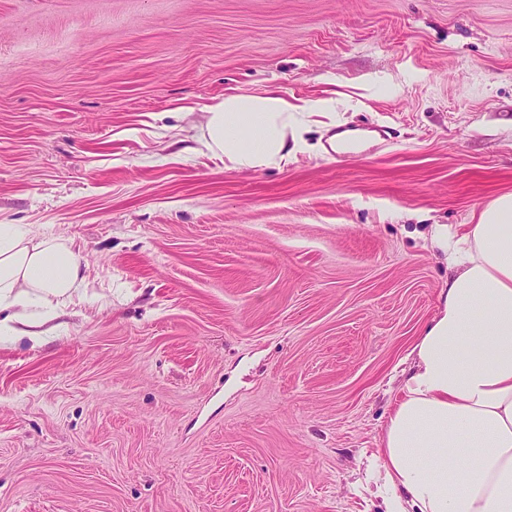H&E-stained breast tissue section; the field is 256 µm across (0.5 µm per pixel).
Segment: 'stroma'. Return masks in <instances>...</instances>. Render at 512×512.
I'll use <instances>...</instances> for the list:
<instances>
[{"mask_svg":"<svg viewBox=\"0 0 512 512\" xmlns=\"http://www.w3.org/2000/svg\"><path fill=\"white\" fill-rule=\"evenodd\" d=\"M271 89L336 105L288 165L194 152ZM507 193L512 0H0V223L101 297L0 340V512H384L429 229Z\"/></svg>","mask_w":512,"mask_h":512,"instance_id":"obj_1","label":"stroma"}]
</instances>
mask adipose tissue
<instances>
[{
  "label": "adipose tissue",
  "mask_w": 512,
  "mask_h": 512,
  "mask_svg": "<svg viewBox=\"0 0 512 512\" xmlns=\"http://www.w3.org/2000/svg\"><path fill=\"white\" fill-rule=\"evenodd\" d=\"M330 101L292 103L269 90L208 107L199 142L238 170L279 169ZM432 243L455 272L402 371L380 450L386 512H512V194ZM72 238L0 224V339L40 342L43 324L86 301Z\"/></svg>",
  "instance_id": "1"
}]
</instances>
